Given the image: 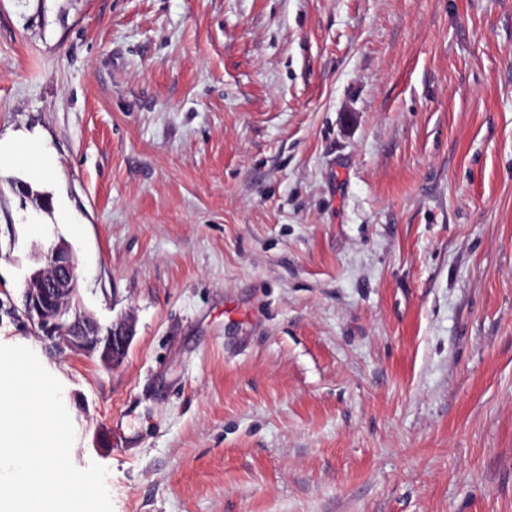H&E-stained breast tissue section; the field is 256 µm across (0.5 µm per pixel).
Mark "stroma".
<instances>
[{
  "label": "stroma",
  "mask_w": 512,
  "mask_h": 512,
  "mask_svg": "<svg viewBox=\"0 0 512 512\" xmlns=\"http://www.w3.org/2000/svg\"><path fill=\"white\" fill-rule=\"evenodd\" d=\"M9 135L0 343L113 512H512V0H0ZM61 239L112 370L21 313ZM25 144L37 157V164L30 168V176L37 180H46L56 169V158L51 149L42 142L27 138H0V175L17 164L18 151Z\"/></svg>",
  "instance_id": "1"
}]
</instances>
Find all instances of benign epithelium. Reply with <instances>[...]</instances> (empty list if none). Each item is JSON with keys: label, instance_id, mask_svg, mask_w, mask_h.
<instances>
[{"label": "benign epithelium", "instance_id": "obj_1", "mask_svg": "<svg viewBox=\"0 0 512 512\" xmlns=\"http://www.w3.org/2000/svg\"><path fill=\"white\" fill-rule=\"evenodd\" d=\"M76 269L68 245H51L42 255L41 266L26 281L23 315L60 350L85 354L110 370L122 362L133 337V325L119 321L104 326L80 309L74 303L78 297Z\"/></svg>", "mask_w": 512, "mask_h": 512}]
</instances>
